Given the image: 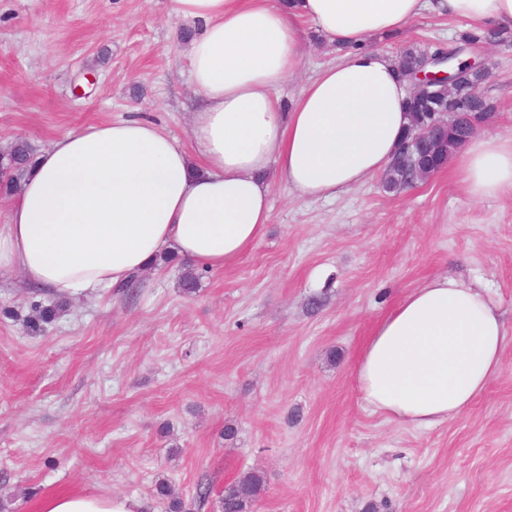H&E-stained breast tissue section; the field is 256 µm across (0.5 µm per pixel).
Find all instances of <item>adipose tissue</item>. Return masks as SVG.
<instances>
[{
	"label": "adipose tissue",
	"instance_id": "ef3b65f1",
	"mask_svg": "<svg viewBox=\"0 0 512 512\" xmlns=\"http://www.w3.org/2000/svg\"><path fill=\"white\" fill-rule=\"evenodd\" d=\"M200 23L188 48L203 104L189 143L147 119L55 137L20 190L0 195V267L53 296L119 288L164 254L200 270L234 263L270 222L269 173L333 200L383 173L407 129L409 83L373 45L419 18L512 29V0H175ZM336 54L280 108L300 63V23ZM474 199L512 192V136L475 134L452 154ZM507 336L486 289L435 276L375 327L355 369L375 412L431 427L468 410L498 377ZM38 512H146L127 496L61 492Z\"/></svg>",
	"mask_w": 512,
	"mask_h": 512
}]
</instances>
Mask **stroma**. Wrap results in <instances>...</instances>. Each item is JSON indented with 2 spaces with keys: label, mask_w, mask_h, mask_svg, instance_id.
<instances>
[{
  "label": "stroma",
  "mask_w": 512,
  "mask_h": 512,
  "mask_svg": "<svg viewBox=\"0 0 512 512\" xmlns=\"http://www.w3.org/2000/svg\"><path fill=\"white\" fill-rule=\"evenodd\" d=\"M460 28L424 18L380 46L449 48ZM197 31L174 0H0V145L42 150L133 117L188 142ZM302 37L285 103L335 58L310 26ZM483 55L485 131L512 135V40ZM271 183L265 235L191 293L181 262L156 264L133 287L71 297L36 333L23 318L40 292L0 269V512L56 491L169 512L162 477L186 512H219L250 469L266 478L253 512H512V344L486 393L431 428L373 412L354 379L375 326L433 276L481 282L512 337V195L470 199L446 169L331 201Z\"/></svg>",
  "instance_id": "obj_1"
}]
</instances>
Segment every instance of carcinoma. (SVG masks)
Instances as JSON below:
<instances>
[{"instance_id": "1", "label": "carcinoma", "mask_w": 512, "mask_h": 512, "mask_svg": "<svg viewBox=\"0 0 512 512\" xmlns=\"http://www.w3.org/2000/svg\"><path fill=\"white\" fill-rule=\"evenodd\" d=\"M512 33L505 30H489L480 35H468L461 40L462 46L470 47L479 43L507 39ZM428 57V53L414 47L400 50L399 61L404 75L413 76L420 70ZM489 73L474 72L459 80V86L451 90L448 99L443 101L430 100L426 97H410L408 112L411 117L409 131H414L430 122V113L451 111L453 115L448 122L439 127L434 137L419 151L409 158L398 159L389 166L383 177V188L389 192L411 187L419 181L433 175L428 163V156H446L466 140L474 131L473 120L484 112L494 110V105L484 96L482 86ZM5 160L14 169V176L8 181L10 190L21 187L29 166L25 162L32 155V148L26 140L18 138L4 146ZM62 306L60 302L49 305L41 301H33L30 305V328L37 332L43 325L56 318ZM265 491V477L253 471L245 473L241 478L227 484L219 496L221 512H251L253 503ZM156 494L168 500L169 512H183L185 505L182 499L173 492L171 485L165 481L156 483Z\"/></svg>"}]
</instances>
